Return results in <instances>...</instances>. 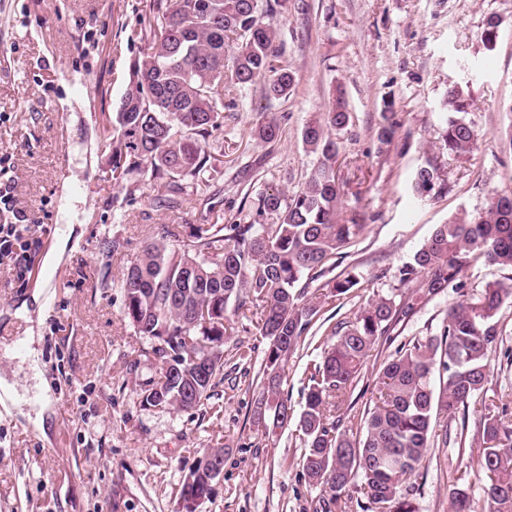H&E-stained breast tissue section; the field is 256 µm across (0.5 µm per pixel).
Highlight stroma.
<instances>
[{
    "instance_id": "1",
    "label": "stroma",
    "mask_w": 512,
    "mask_h": 512,
    "mask_svg": "<svg viewBox=\"0 0 512 512\" xmlns=\"http://www.w3.org/2000/svg\"><path fill=\"white\" fill-rule=\"evenodd\" d=\"M153 0H0V170L12 204L0 222L25 210L27 270L0 264V377L18 401L0 407V512H183L184 475L202 449L224 451V477L202 512H315L324 489L302 472L295 429L268 446L250 419L261 390L267 341L250 303H230L224 369L196 410L144 405L157 376L152 341L123 313L115 283L148 241L177 245L200 224H259L252 201L266 189L297 191L317 158L302 130L343 93L352 113L341 131L337 175L341 215L365 227L337 259L331 278L353 271L360 286L324 303L316 335L285 367L284 389L299 404L308 367L337 324L353 320L380 295L409 297L399 270L436 225L481 213L512 193V0H286L270 15L278 45L295 71L288 97L267 101L263 82L234 90L224 130L204 146L210 188L199 196L182 182L175 208L159 206L167 181L135 175L115 185L103 142L130 82L131 64L148 44ZM499 37L487 49L488 16ZM468 82L474 99L466 122L478 132L470 156L440 149L448 88ZM401 127L390 145L375 129L386 99ZM283 129L260 141L262 113ZM436 162L451 189L419 202L415 171ZM59 262L48 256L57 239ZM118 240V250L105 241ZM54 266L55 282L38 276ZM42 310L26 311L34 289ZM452 296L418 301L412 317L380 338L360 381L346 396L348 415L375 401L381 364L415 337L439 332ZM512 397V365L502 350L488 358V382L466 423L478 435L485 406ZM479 450L431 448L413 492L417 512H450L458 476L474 480Z\"/></svg>"
}]
</instances>
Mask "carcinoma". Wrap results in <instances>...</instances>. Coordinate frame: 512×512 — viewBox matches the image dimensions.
Segmentation results:
<instances>
[{
  "instance_id": "1",
  "label": "carcinoma",
  "mask_w": 512,
  "mask_h": 512,
  "mask_svg": "<svg viewBox=\"0 0 512 512\" xmlns=\"http://www.w3.org/2000/svg\"><path fill=\"white\" fill-rule=\"evenodd\" d=\"M270 4L263 0H154L150 45L133 63L105 147L112 153V180L148 167L150 175L171 181H202L207 158L202 143L223 127L220 118L228 87L265 83L266 97H287L295 71L274 47L277 31L264 21ZM498 22L486 19L480 39L495 47ZM392 100L384 102L376 137L391 143L400 127ZM469 89L448 88L441 149L453 158L472 153L474 127L459 118L472 111ZM352 119L344 97L302 130L306 149L317 164L304 185L283 203L277 190L258 193L254 206L270 224H200L192 239L178 247L149 242L128 262L119 288L124 314L138 332L157 342L158 381L143 389V402L163 410L188 411L203 405L224 368V326L228 305L246 297L260 311V333L268 340L262 390L252 403L253 424L272 440L296 423L303 442L302 470L309 481L325 486L320 512H342L351 486L363 489L366 512H415L410 495L436 437L434 421L469 408L484 391L487 359L499 343L498 315L512 301V195L493 198L478 215L439 224L399 270V280L415 286L416 299L447 290L458 295L440 333L414 338L385 361L377 377L381 402L344 425L341 413L348 390L359 382L364 360L376 342L389 335L414 304L387 297L371 300L310 366L300 413L284 394L288 358L305 342L326 300L359 287L354 274L319 286L309 301L306 289L323 278L336 256L363 228L359 213L337 220L341 186L336 173L339 146L335 134ZM260 139L282 135L274 118L257 128ZM420 200L447 194L450 183L429 162L411 183ZM483 260L508 276L486 283L476 294L465 292L463 272ZM208 311V318L195 314ZM208 363L205 378L197 362ZM440 385H435L434 378ZM442 442L467 451L466 421L445 429ZM476 444L482 448L479 470L487 512H512V411L502 403L484 415ZM452 512H478L465 478H456Z\"/></svg>"
}]
</instances>
